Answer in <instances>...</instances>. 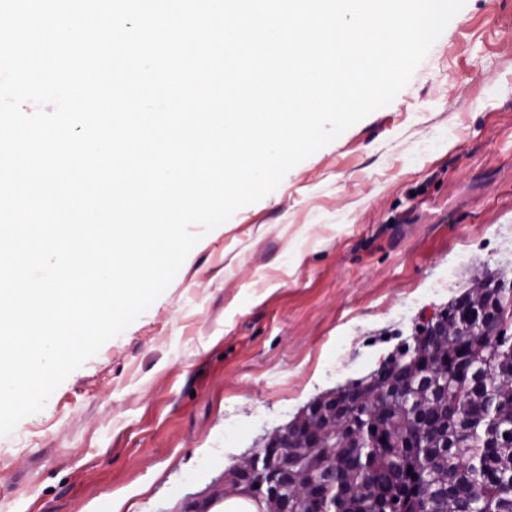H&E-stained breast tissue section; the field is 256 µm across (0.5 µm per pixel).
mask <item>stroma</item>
I'll return each mask as SVG.
<instances>
[{
	"label": "stroma",
	"instance_id": "35a3bbf8",
	"mask_svg": "<svg viewBox=\"0 0 512 512\" xmlns=\"http://www.w3.org/2000/svg\"><path fill=\"white\" fill-rule=\"evenodd\" d=\"M483 273L512 283V0H466L391 104L206 234L0 437V512H192Z\"/></svg>",
	"mask_w": 512,
	"mask_h": 512
}]
</instances>
